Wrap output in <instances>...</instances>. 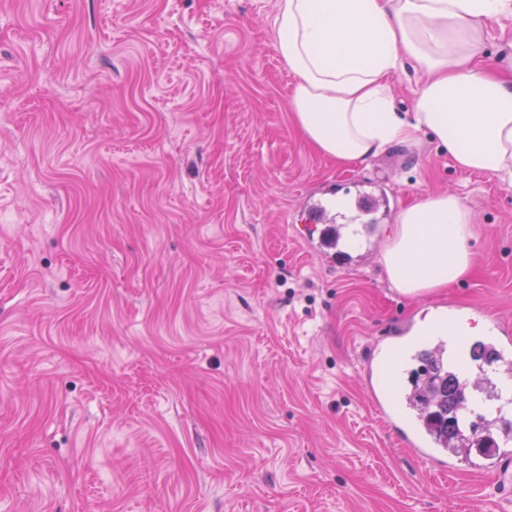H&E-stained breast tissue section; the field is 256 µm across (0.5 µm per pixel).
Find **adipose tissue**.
<instances>
[{
	"instance_id": "1",
	"label": "adipose tissue",
	"mask_w": 512,
	"mask_h": 512,
	"mask_svg": "<svg viewBox=\"0 0 512 512\" xmlns=\"http://www.w3.org/2000/svg\"><path fill=\"white\" fill-rule=\"evenodd\" d=\"M512 20V0H277L273 38L295 78L289 106L322 155L359 165L433 134L456 166L512 186V44L482 57L487 23ZM427 77L413 112H397L390 75ZM380 262L401 294L422 296L472 266V215L440 193L403 208Z\"/></svg>"
}]
</instances>
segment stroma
Wrapping results in <instances>:
<instances>
[{
	"label": "stroma",
	"mask_w": 512,
	"mask_h": 512,
	"mask_svg": "<svg viewBox=\"0 0 512 512\" xmlns=\"http://www.w3.org/2000/svg\"><path fill=\"white\" fill-rule=\"evenodd\" d=\"M276 0H0V512H512L372 406L418 314L512 338V188L428 135L347 166L289 108ZM378 201L351 261L300 210ZM470 210L471 275L411 298L398 211Z\"/></svg>",
	"instance_id": "1"
}]
</instances>
